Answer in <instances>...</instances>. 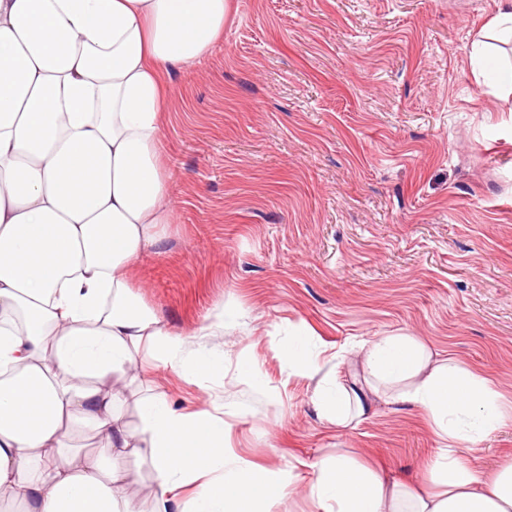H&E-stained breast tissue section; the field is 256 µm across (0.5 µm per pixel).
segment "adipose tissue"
<instances>
[{
  "mask_svg": "<svg viewBox=\"0 0 512 512\" xmlns=\"http://www.w3.org/2000/svg\"><path fill=\"white\" fill-rule=\"evenodd\" d=\"M229 0H0V505L17 512H143L122 467L150 465L152 512L184 497L187 512H273L293 478L225 446L224 420L176 410L150 386L131 427L115 391L147 384L141 348L206 380L215 361L141 306L130 267L172 224L173 184L161 120L169 66L206 58ZM512 40L498 9L470 63L512 87L494 51ZM352 388L312 403L344 427L383 392L425 410L444 445L421 487L358 464L344 450L307 466L318 512H512V460L484 474L468 453L506 424L487 378L433 360L414 336L361 349Z\"/></svg>",
  "mask_w": 512,
  "mask_h": 512,
  "instance_id": "obj_1",
  "label": "adipose tissue"
}]
</instances>
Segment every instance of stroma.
<instances>
[{
    "label": "stroma",
    "instance_id": "stroma-1",
    "mask_svg": "<svg viewBox=\"0 0 512 512\" xmlns=\"http://www.w3.org/2000/svg\"><path fill=\"white\" fill-rule=\"evenodd\" d=\"M498 2L231 0L212 54L170 68L178 221L130 281L187 354L224 369L201 383L145 350L136 363L176 408L221 406L235 453L285 473L347 448L419 474L442 444L422 408L382 398L339 428L311 402L386 334L512 405V97L469 62ZM221 308L222 333L191 337ZM300 334L319 373L284 359Z\"/></svg>",
    "mask_w": 512,
    "mask_h": 512
}]
</instances>
